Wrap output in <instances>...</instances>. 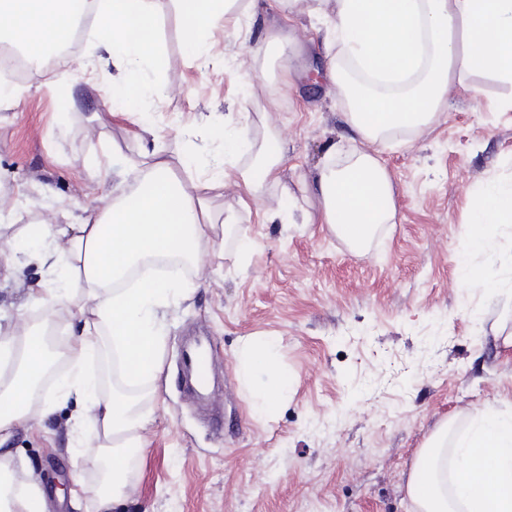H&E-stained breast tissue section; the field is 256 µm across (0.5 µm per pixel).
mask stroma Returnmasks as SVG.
<instances>
[{
  "label": "stroma",
  "instance_id": "1",
  "mask_svg": "<svg viewBox=\"0 0 512 512\" xmlns=\"http://www.w3.org/2000/svg\"><path fill=\"white\" fill-rule=\"evenodd\" d=\"M158 7L162 65L148 79L163 94L142 105L155 147L173 161L191 145L214 151L212 132L225 123L257 137L274 128L285 145L280 184L254 195L209 192L231 226L216 256L181 272L188 296L169 312L162 370L141 399L153 413L147 444L129 458L128 492L110 512H411L406 483L431 435L445 424L462 431L487 405L512 403V225L486 230L488 251L468 247L483 187L512 186V85L476 78L480 94L454 89L428 136L384 140L397 219L356 252L327 225L287 217L316 209L313 174L331 145H362L325 76L320 20L298 16L287 56L260 55L286 7L255 0L213 28L209 56L196 59L183 51L175 0ZM92 42L85 34L74 58L26 77L0 111V195L12 201L1 234L44 219L70 223L100 194L126 189L117 177L99 185L89 176L98 161L118 169L143 148L136 125L112 114V68L91 56ZM254 66L269 82L291 83L276 111L262 88L237 80ZM243 237L256 245L247 257ZM469 266L483 268L492 289L468 287ZM46 278L26 248L14 265H0V329L22 313L42 320L27 293ZM197 331L210 336L220 376V433L181 390L182 343ZM270 339L273 371L242 380V343ZM275 371L291 381L285 398L256 415ZM81 409L76 399L59 401L6 443L14 466L39 482L47 512H97L93 470L85 469L80 510L58 487L84 461L72 423Z\"/></svg>",
  "mask_w": 512,
  "mask_h": 512
}]
</instances>
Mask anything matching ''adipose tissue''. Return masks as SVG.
I'll use <instances>...</instances> for the list:
<instances>
[{
    "mask_svg": "<svg viewBox=\"0 0 512 512\" xmlns=\"http://www.w3.org/2000/svg\"><path fill=\"white\" fill-rule=\"evenodd\" d=\"M183 47L192 57L210 52L207 34L226 22L239 0H176ZM95 49L114 70L112 101L128 108L158 91L146 76L161 65L156 0H99ZM308 13L323 18L325 50H337L358 72L346 79L337 66L327 75L349 103L347 125L363 143L316 169L318 211L289 215L292 224H324L352 250H363L376 229L394 223L393 184L374 144L393 132L420 135L435 123L455 83L490 75L512 84V0H308ZM72 0H0V41L40 56L73 33ZM268 135L255 146L252 164L238 173L251 193L278 183L281 149ZM208 170L184 184L173 170ZM130 185L119 200L100 195L93 209L69 224H30L19 239L0 240V259L18 244L36 246L47 269L44 287L30 291L47 312L40 327L21 322L0 336V443L34 412H50L40 383L57 359L68 363L56 387L76 396L86 411L75 425L86 439V460L102 476L98 508L127 492L130 452L144 446L153 417L132 398L108 391L86 372L92 356L114 355L132 386L161 370L165 315L175 290L146 279L123 287L140 259L178 257L198 262L219 227L207 191L227 173L196 149L178 163L159 153L120 171ZM474 250L486 247L482 227L512 223V189L487 186L473 214ZM412 512H512V408L487 406L456 441L440 429L418 452L407 481ZM43 499L28 473L0 454V512H41Z\"/></svg>",
    "mask_w": 512,
    "mask_h": 512,
    "instance_id": "1",
    "label": "adipose tissue"
}]
</instances>
